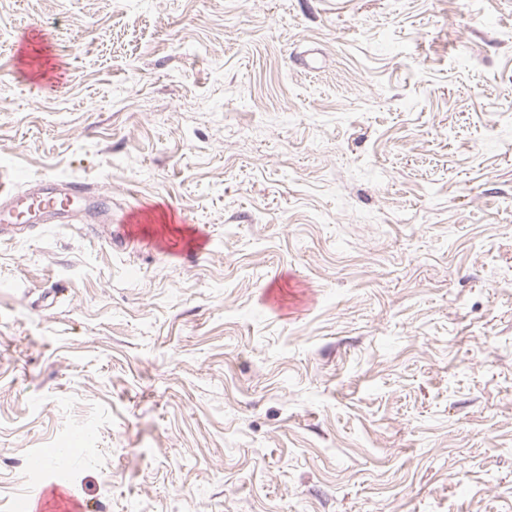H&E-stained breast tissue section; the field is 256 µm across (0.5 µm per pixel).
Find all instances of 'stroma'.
I'll return each mask as SVG.
<instances>
[{"label": "stroma", "instance_id": "obj_1", "mask_svg": "<svg viewBox=\"0 0 512 512\" xmlns=\"http://www.w3.org/2000/svg\"><path fill=\"white\" fill-rule=\"evenodd\" d=\"M0 512H512V0H0ZM88 185L67 182L58 192L31 194L29 191L0 190L1 226L26 224H72L79 215L88 216L89 201L95 199ZM24 512H82L83 505L73 500L57 478L46 477L38 491L22 505Z\"/></svg>", "mask_w": 512, "mask_h": 512}]
</instances>
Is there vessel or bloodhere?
<instances>
[{
	"label": "vessel or blood",
	"mask_w": 512,
	"mask_h": 512,
	"mask_svg": "<svg viewBox=\"0 0 512 512\" xmlns=\"http://www.w3.org/2000/svg\"><path fill=\"white\" fill-rule=\"evenodd\" d=\"M91 191L86 183L72 181L57 192L31 194L17 190H0V227L26 224H70L87 214ZM30 469L42 481L37 492L27 498L23 512H83L58 479L49 477L43 457L30 459Z\"/></svg>",
	"instance_id": "obj_1"
}]
</instances>
